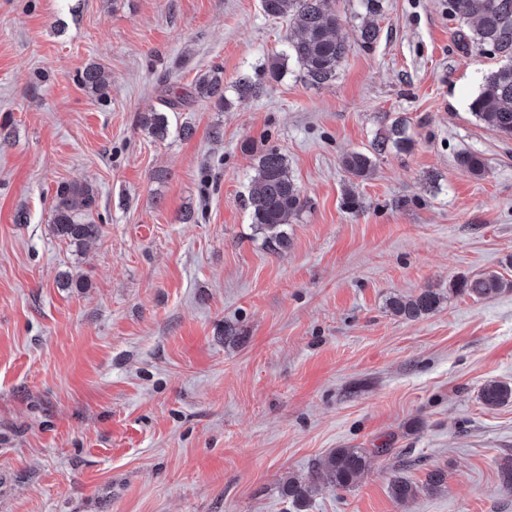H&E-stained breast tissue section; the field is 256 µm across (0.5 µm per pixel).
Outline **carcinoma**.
Masks as SVG:
<instances>
[{"label": "carcinoma", "instance_id": "cac0c4a2", "mask_svg": "<svg viewBox=\"0 0 512 512\" xmlns=\"http://www.w3.org/2000/svg\"><path fill=\"white\" fill-rule=\"evenodd\" d=\"M385 0H357V15L361 19L359 41L370 47L378 41V18L384 13ZM455 13L474 24L472 40L489 47L508 63L488 73L481 90L470 103L471 113L504 139H512V0H452ZM263 13L273 19H285L294 35L285 37V51L266 64L268 75L279 79L291 60L302 70L307 80L322 85L336 79L337 72L348 55L350 45L341 32L339 18L325 6V0H261ZM81 85L92 95L103 98L109 94L110 83L105 70L91 64L80 74ZM238 98H259L265 85L248 74L232 84ZM210 101L219 109L231 106L225 95L223 72L214 68L201 76L190 89L163 100L170 110L188 101ZM139 126L156 140L169 137L189 138L192 128L172 126L167 113L151 110L139 116ZM413 138L407 121L393 120L376 135L366 151H353L343 159L344 168L354 177H365L378 158L390 152L406 153L412 149ZM459 167L481 176L486 171L483 157L464 151L457 155ZM253 187L246 206L252 224L264 234L266 241L280 249L288 245L284 227L306 207L307 200L290 171L288 158L275 147L264 150L257 158ZM98 195L89 184L61 183L57 186L52 207V232L56 238L76 249L96 239L100 225L84 219L97 206ZM512 290V280L496 272L473 277H460L449 284L448 294L439 288H423L412 297L394 296L387 306L391 313L404 320L415 321L435 312L448 297L469 296L488 298ZM479 399L487 408L512 402V384L490 381L479 391ZM368 455L363 448H335L306 477H291L284 491L292 503L302 508L313 494L326 486L336 490L349 488L365 471ZM391 496L398 502L416 497L417 486L402 476L390 484Z\"/></svg>", "mask_w": 512, "mask_h": 512}]
</instances>
